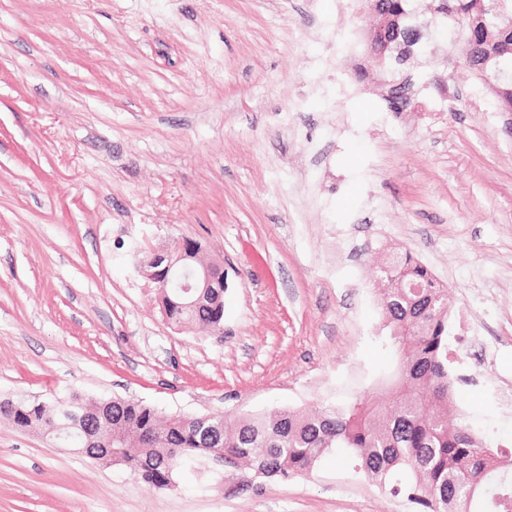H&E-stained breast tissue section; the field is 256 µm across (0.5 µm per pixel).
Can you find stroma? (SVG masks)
Wrapping results in <instances>:
<instances>
[{
	"label": "stroma",
	"mask_w": 512,
	"mask_h": 512,
	"mask_svg": "<svg viewBox=\"0 0 512 512\" xmlns=\"http://www.w3.org/2000/svg\"><path fill=\"white\" fill-rule=\"evenodd\" d=\"M357 0H0V399L312 411L395 366L377 272L448 290L455 418L512 450V112L451 19L404 66ZM224 267V333L137 272L169 238ZM478 333H461V320ZM169 490L0 418V512H417L344 453Z\"/></svg>",
	"instance_id": "obj_1"
}]
</instances>
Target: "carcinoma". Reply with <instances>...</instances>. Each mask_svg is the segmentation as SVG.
Instances as JSON below:
<instances>
[{
    "instance_id": "carcinoma-1",
    "label": "carcinoma",
    "mask_w": 512,
    "mask_h": 512,
    "mask_svg": "<svg viewBox=\"0 0 512 512\" xmlns=\"http://www.w3.org/2000/svg\"><path fill=\"white\" fill-rule=\"evenodd\" d=\"M475 0H432L435 16L454 17L469 36ZM490 35L503 55L497 73L512 86V0H483ZM216 288L182 299L161 296L175 328L221 330L224 269L211 266ZM383 328L397 355L395 372L350 405L326 404L314 414L270 409L238 417L165 414L142 401L87 400L78 393L49 400H0V414L21 430L38 431L80 450L112 449L114 465L159 489L180 471H199L220 456L244 464V478L283 481L311 474L333 448L347 450L356 472L379 489L403 495L419 512H512V453L482 446L465 424L449 426L448 292L410 252L380 269Z\"/></svg>"
}]
</instances>
